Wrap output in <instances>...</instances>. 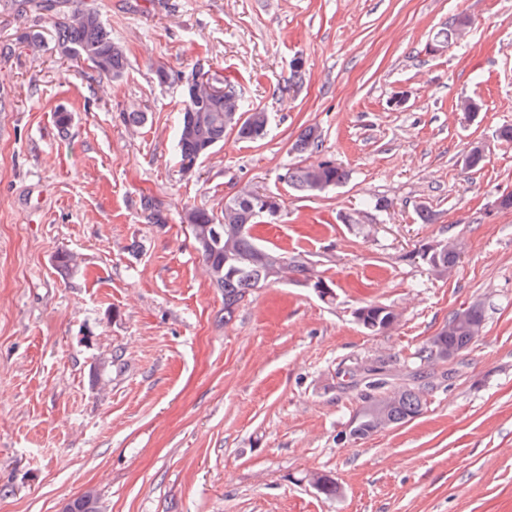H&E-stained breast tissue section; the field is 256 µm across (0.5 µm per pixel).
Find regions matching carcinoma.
I'll return each mask as SVG.
<instances>
[{
  "label": "carcinoma",
  "instance_id": "cac0c4a2",
  "mask_svg": "<svg viewBox=\"0 0 512 512\" xmlns=\"http://www.w3.org/2000/svg\"><path fill=\"white\" fill-rule=\"evenodd\" d=\"M55 44L66 55L89 64L92 71L123 77L127 59L122 46L112 40V34L95 9L74 7L57 14L53 24ZM184 107L177 128V148L183 170L210 155L224 141L228 130L239 138L252 141L261 137L268 125V113L243 110L240 97L227 84L223 92H212L206 74L198 72L186 80L182 89ZM302 152L318 155L315 161L288 169L285 179L299 192L315 195L344 182L348 173L336 161L321 156L323 141L315 127L306 128L297 143ZM275 203L234 195L224 202V210L216 215L207 209L193 207L183 217L207 268L212 285L224 292V323H229L241 301L258 288L290 276L306 281L312 269L300 258L290 257L279 249L262 247L255 242L253 227L262 220L274 219ZM458 261L456 245L446 244L433 255L429 267L440 275H448ZM472 324L456 321L457 313L448 317L442 330L431 337L419 350L420 364L434 359H446L448 353L466 351L484 327V308L470 305ZM366 317L363 327L384 331L399 321V314L390 306H363ZM363 406L352 423L349 434L355 440L366 439L383 430L405 424L420 415L426 405L425 389L413 385L390 388L383 368L366 369L360 380ZM319 494L328 500L341 494V487L330 474H319ZM68 512H102L93 490H87L67 504Z\"/></svg>",
  "mask_w": 512,
  "mask_h": 512
}]
</instances>
